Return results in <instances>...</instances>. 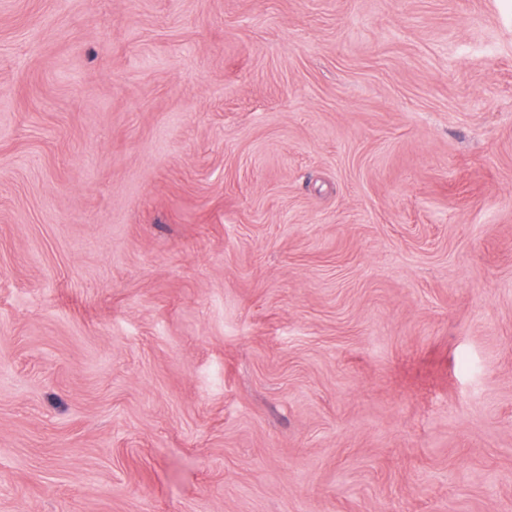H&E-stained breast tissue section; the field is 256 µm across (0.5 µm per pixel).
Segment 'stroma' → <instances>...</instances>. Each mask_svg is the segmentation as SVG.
<instances>
[{"label":"stroma","mask_w":512,"mask_h":512,"mask_svg":"<svg viewBox=\"0 0 512 512\" xmlns=\"http://www.w3.org/2000/svg\"><path fill=\"white\" fill-rule=\"evenodd\" d=\"M0 512H512V0H0Z\"/></svg>","instance_id":"1"}]
</instances>
